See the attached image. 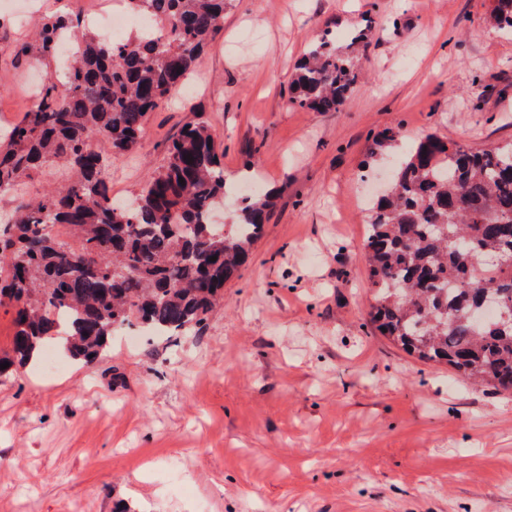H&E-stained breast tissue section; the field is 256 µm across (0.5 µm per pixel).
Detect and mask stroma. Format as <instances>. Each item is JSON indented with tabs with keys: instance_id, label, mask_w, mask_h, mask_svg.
<instances>
[{
	"instance_id": "35a3bbf8",
	"label": "stroma",
	"mask_w": 512,
	"mask_h": 512,
	"mask_svg": "<svg viewBox=\"0 0 512 512\" xmlns=\"http://www.w3.org/2000/svg\"><path fill=\"white\" fill-rule=\"evenodd\" d=\"M493 0H226L204 92L173 93L139 148L113 158L135 197L203 113L224 177L275 190L262 236L204 329L84 364L59 343L0 376V512H512V394L426 364L370 320L363 243L382 173L429 135L512 144V34ZM56 0H0V129L60 68L18 58ZM369 25L364 73L337 112L289 102L324 28L346 49Z\"/></svg>"
}]
</instances>
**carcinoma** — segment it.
I'll return each instance as SVG.
<instances>
[{"instance_id":"1","label":"carcinoma","mask_w":512,"mask_h":512,"mask_svg":"<svg viewBox=\"0 0 512 512\" xmlns=\"http://www.w3.org/2000/svg\"><path fill=\"white\" fill-rule=\"evenodd\" d=\"M491 19L512 31V0H493ZM153 29L129 38L74 36L64 81L52 77L0 140V194L18 192L30 173L57 160L73 175L33 197L20 195L0 224V305L16 308L0 375L24 365L45 341L65 337L70 357L91 363L117 329L156 336L199 332L246 263L269 215L273 190L241 199L236 222L214 227L229 187L223 152L203 116L187 124L147 178L135 206L112 201L106 168L140 144L150 112L198 73L222 30L225 0H126ZM82 21L42 17L17 55H58L62 35ZM353 32L348 50L324 29L299 61L290 101L338 112L358 82ZM397 129L375 137L383 154ZM62 224L67 237L50 232ZM364 249L377 288L372 321L426 363L463 379L512 390V147L473 150L428 136L401 155L387 192L370 209ZM217 260L212 261L210 257ZM503 315L471 320L484 292Z\"/></svg>"}]
</instances>
